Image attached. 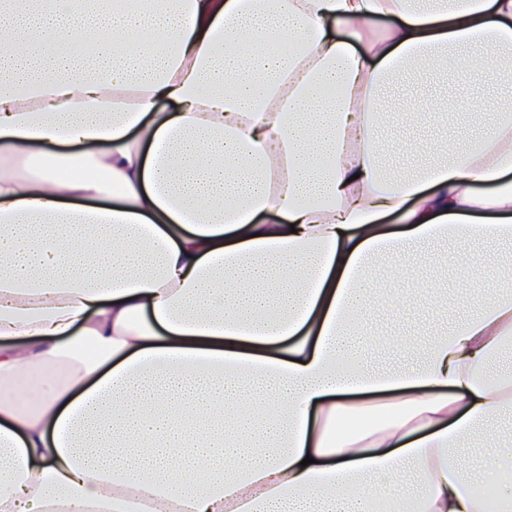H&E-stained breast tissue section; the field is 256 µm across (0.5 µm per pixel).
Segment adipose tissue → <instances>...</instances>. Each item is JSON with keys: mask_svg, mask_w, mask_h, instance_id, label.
<instances>
[{"mask_svg": "<svg viewBox=\"0 0 512 512\" xmlns=\"http://www.w3.org/2000/svg\"><path fill=\"white\" fill-rule=\"evenodd\" d=\"M448 61L512 75V0H0V512H512V102L381 138ZM448 240L469 317L377 333ZM461 120L462 118L460 116H452L448 114L447 120L445 117H442L440 121L434 126L410 129H402L399 127L394 129V132L399 137L416 139L426 143L432 140L442 130H444L446 125L448 128V136L458 135L462 130Z\"/></svg>", "mask_w": 512, "mask_h": 512, "instance_id": "ef3b65f1", "label": "adipose tissue"}]
</instances>
